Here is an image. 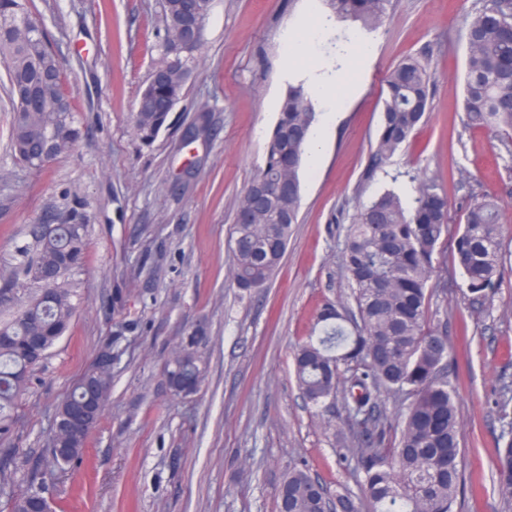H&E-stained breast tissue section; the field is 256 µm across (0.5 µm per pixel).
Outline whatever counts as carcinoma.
<instances>
[{"mask_svg":"<svg viewBox=\"0 0 512 512\" xmlns=\"http://www.w3.org/2000/svg\"><path fill=\"white\" fill-rule=\"evenodd\" d=\"M338 21L360 23L366 31L381 27L391 0H322ZM184 0H163V22L172 30L181 21ZM463 108L474 126L512 131V0H482L467 28ZM45 33L28 12L26 0H0V63L14 110L11 151L30 168H40L25 147L56 137L77 141L75 113L62 87V68H51ZM191 59L168 68L167 82L149 86L158 100L183 97ZM433 74L412 57L387 75V93L374 158L395 154L422 123L429 109ZM30 96L38 111H20L19 97ZM317 113L304 86L288 87L268 145L265 166L254 182L267 187L255 203L249 224L233 225L231 275L237 286L262 288L279 267L292 226L298 223L300 170ZM160 112L135 113L134 131L151 144L163 128ZM288 182V196L278 187ZM448 198L437 181L413 178L408 201L386 190L359 206L342 248L354 317L328 303L320 312V333L294 350L295 375L308 405L328 410L341 401L354 456L363 472L362 496L336 494L337 512H456L463 496V453L454 389L444 372L448 341L431 326L429 288L448 236ZM498 204L483 199L470 205L458 227L451 259L469 291L491 297L498 289L506 245L499 234ZM87 225L77 210L56 231L34 238L35 255L23 265V278L0 277V442L17 434L16 412L35 367L67 331L74 316V275L85 258ZM350 326H345V323ZM127 322L112 324L108 346L119 351ZM205 362L193 336L171 354L166 375L174 395L198 392ZM87 392L77 381L62 401L94 406L93 423L103 415L112 390V369L91 365ZM392 393L402 410L394 446L388 415L377 403L380 391ZM512 384L500 390L506 424L498 449L496 478L506 506L512 507ZM91 429L51 435L41 463L28 470L25 487L14 489L7 464L0 463V512H42V496L56 476L81 459ZM278 512H324L322 486L303 469L290 471L277 495Z\"/></svg>","mask_w":512,"mask_h":512,"instance_id":"1","label":"carcinoma"}]
</instances>
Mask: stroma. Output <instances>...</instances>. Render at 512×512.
I'll list each match as a JSON object with an SVG mask.
<instances>
[{
    "label": "stroma",
    "instance_id": "35a3bbf8",
    "mask_svg": "<svg viewBox=\"0 0 512 512\" xmlns=\"http://www.w3.org/2000/svg\"><path fill=\"white\" fill-rule=\"evenodd\" d=\"M384 25L330 24L306 57L291 41L328 19L322 0H212L185 95L152 145L133 113L166 59L162 0H29L67 81L81 135L40 170L10 153L8 81L0 67V275L13 274L30 229L81 201L86 254L76 312L37 369L19 422L23 480L56 405L116 320L134 324L85 453L52 491L54 512H277L286 474L307 470L330 491L359 493L345 461L341 407L320 413L298 388L294 345L325 302L352 306L341 250L360 204L409 196L427 175L446 192L450 228L474 201L495 200L512 243V139L468 125L462 106L466 26L480 0H392ZM428 63L430 110L409 144L374 163L385 77L402 59ZM330 80L338 116L317 164L301 172L299 222L265 287L237 288L228 236L265 163L289 86ZM429 320L448 337V378L461 423L462 512H504L494 484L498 389L512 383V256L491 299L454 266L434 276ZM206 336L198 393L175 396L164 367L182 338Z\"/></svg>",
    "mask_w": 512,
    "mask_h": 512
}]
</instances>
